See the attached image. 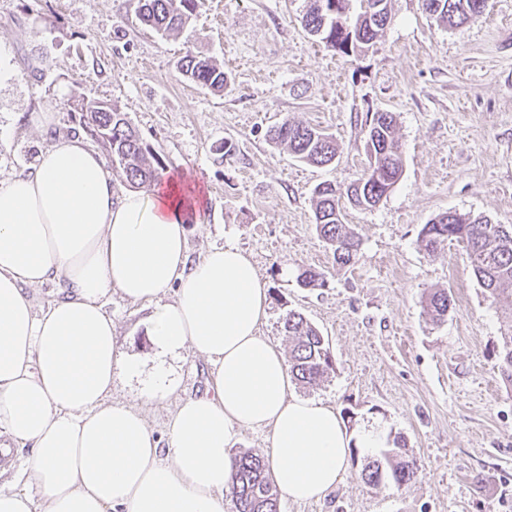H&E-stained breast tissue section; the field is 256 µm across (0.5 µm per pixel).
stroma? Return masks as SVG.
I'll return each instance as SVG.
<instances>
[{
  "mask_svg": "<svg viewBox=\"0 0 512 512\" xmlns=\"http://www.w3.org/2000/svg\"><path fill=\"white\" fill-rule=\"evenodd\" d=\"M307 0H199L181 33L162 38L137 17V0H0V180L37 163L45 134L30 116L52 112L55 129L84 96L118 106L165 174L204 188L201 221L187 227L188 254L232 245L252 259L271 298L262 335L288 342L284 310L302 313L328 340L336 370L294 395L323 401L344 426L399 439L418 458L415 483L367 485L373 451H350L347 471L320 500H280V512H512V389L501 381L503 319L457 243L428 253L419 232L448 211L512 224V0H487L472 22L448 30L421 0H393L376 43L349 55L302 27ZM213 57L230 77L217 93L187 80V51ZM394 113L404 169L374 209L347 207L361 241L337 265L314 223L312 192L363 173L366 131ZM334 136L333 163L297 161L271 144L283 119ZM324 271L304 288L300 269ZM454 304L433 323L426 298ZM123 349L152 365L148 309L119 293L105 300ZM182 390L204 392L212 368L183 352L171 360Z\"/></svg>",
  "mask_w": 512,
  "mask_h": 512,
  "instance_id": "35a3bbf8",
  "label": "stroma"
}]
</instances>
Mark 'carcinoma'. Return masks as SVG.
<instances>
[{
    "label": "carcinoma",
    "mask_w": 512,
    "mask_h": 512,
    "mask_svg": "<svg viewBox=\"0 0 512 512\" xmlns=\"http://www.w3.org/2000/svg\"><path fill=\"white\" fill-rule=\"evenodd\" d=\"M198 0H138L141 23L153 32L168 37L192 19ZM348 0H309L301 25L327 47L347 54L373 43L392 15V0H359L360 11L354 20L346 13ZM486 0H422V7L438 24L448 28L477 19ZM181 71L201 87L222 91L228 76L215 60L201 53H189L180 63ZM79 123L112 157L113 174L133 188H148L161 179L162 167L150 161L152 152L114 105L81 99L74 106ZM271 141L288 149L297 160L317 165L331 163L337 154L336 140L317 128L285 119L269 131ZM368 167L353 183L354 191H343L331 183L318 184L312 194L314 220L322 240L330 246L336 264L347 266L356 258L360 239L346 224L341 198L353 196L352 204L372 209L400 180L403 160L396 136V120L391 112L373 114L365 145ZM444 213L423 225L419 238L424 248L435 253L455 241L464 245L469 266L484 288L491 304L512 294V225L493 224L483 217L468 218ZM305 288L325 286V274L306 268L298 275ZM452 307L448 291L436 289L427 298L426 310L432 320L443 321ZM283 328L290 343L288 369L300 385L314 387L334 371V358L328 341L302 314L289 310ZM500 371L512 383V310L508 329L502 335L498 352ZM422 475L417 459L403 451L399 440L380 452L362 471V479L378 486L391 481L401 487ZM230 495L235 512H279V493L272 480L266 457L239 453L232 477Z\"/></svg>",
    "instance_id": "carcinoma-1"
}]
</instances>
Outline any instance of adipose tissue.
<instances>
[{"label": "adipose tissue", "mask_w": 512, "mask_h": 512, "mask_svg": "<svg viewBox=\"0 0 512 512\" xmlns=\"http://www.w3.org/2000/svg\"><path fill=\"white\" fill-rule=\"evenodd\" d=\"M201 199L172 177L117 193L79 135L52 138L31 173L0 183V435L31 449L27 485L0 490V512H226L241 429H267L270 471L294 501L336 487L351 447H382L290 395L287 362L260 333L267 288L244 252L213 247L189 262L185 227ZM47 284L57 296L41 307L34 292ZM115 291L153 305L160 352L187 349L214 369L166 437L112 399L118 376L142 372L104 309Z\"/></svg>", "instance_id": "obj_1"}]
</instances>
